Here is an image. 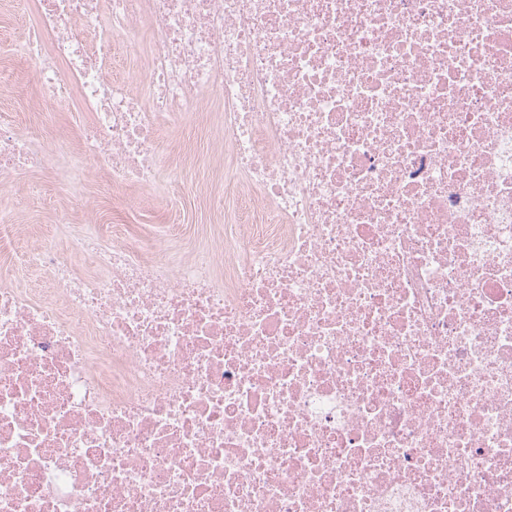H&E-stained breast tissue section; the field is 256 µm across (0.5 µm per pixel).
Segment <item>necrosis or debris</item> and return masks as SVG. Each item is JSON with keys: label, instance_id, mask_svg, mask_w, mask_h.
<instances>
[{"label": "necrosis or debris", "instance_id": "4bbe7bcc", "mask_svg": "<svg viewBox=\"0 0 512 512\" xmlns=\"http://www.w3.org/2000/svg\"><path fill=\"white\" fill-rule=\"evenodd\" d=\"M36 7L84 157L157 185L216 89L241 194L223 260L117 224L0 275V512H512V0ZM54 165L0 124L1 180ZM141 30V49L137 47L128 48L119 39L115 38V52L112 59V67L108 71L107 77L125 78L130 80V86L135 92H141L148 79V60H149V30L147 22L142 19L138 22Z\"/></svg>", "mask_w": 512, "mask_h": 512}]
</instances>
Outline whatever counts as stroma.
Wrapping results in <instances>:
<instances>
[{
  "mask_svg": "<svg viewBox=\"0 0 512 512\" xmlns=\"http://www.w3.org/2000/svg\"><path fill=\"white\" fill-rule=\"evenodd\" d=\"M36 24L33 0L22 11L14 0H0V70L12 75L11 85L0 91V119L63 146L65 163L82 161L84 178L77 185L35 169L0 185V197L12 201L16 215L14 229L0 233V272L14 273L47 237L66 242L93 231L105 241L116 224L142 240H163L177 262L205 250L223 254L224 208L233 197L224 186V137L217 121L220 93L209 94L206 108L180 126L161 129L159 186L115 184L105 165L81 157L80 131L90 122V113L49 111L33 84L36 61L12 49ZM148 60V49L117 43L108 76L128 79L133 91H142Z\"/></svg>",
  "mask_w": 512,
  "mask_h": 512,
  "instance_id": "stroma-1",
  "label": "stroma"
}]
</instances>
